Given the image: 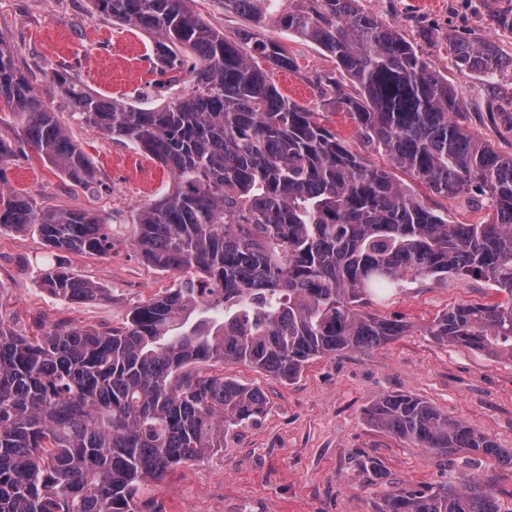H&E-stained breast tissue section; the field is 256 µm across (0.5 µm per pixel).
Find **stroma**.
Returning <instances> with one entry per match:
<instances>
[{"mask_svg": "<svg viewBox=\"0 0 512 512\" xmlns=\"http://www.w3.org/2000/svg\"><path fill=\"white\" fill-rule=\"evenodd\" d=\"M365 11L394 25L417 44L464 102V122L501 154L512 155V32L494 15L512 16V0H360ZM288 45L299 73H275L288 98L315 108L345 146L370 163L387 157L366 147L353 120L333 94L319 95L318 78L332 71L317 45L274 28L263 31ZM455 38L490 40L502 50L496 80L457 69L448 58ZM0 39L13 46L17 62L48 107L58 112L71 138L98 168L103 184L76 186L35 153L12 158L8 182L42 206H62L103 215L112 236L105 256L60 252L50 256L37 231L0 233V314L16 329L69 321L79 326L121 324L136 305L171 287L173 274L148 265L131 244V212L152 203L169 186L165 169L137 149L104 139L93 127L71 120L66 98L52 78L68 72L87 88L109 96L135 97L152 80V39L145 32L92 13L88 0H0ZM398 179L448 217L452 224L487 220L484 205L465 197L446 199L413 181ZM57 260L76 276L106 288L108 300L65 303L42 285V273ZM483 280L407 283L369 309L407 322L408 330L368 352L349 351L309 363L302 375L282 382L240 363L225 377L260 388L264 413L236 428L221 450L178 466L163 480L142 485L141 500L155 512H378L396 485L416 491L460 483L479 475L512 512V465L465 451L439 459L426 449L372 426L365 415L386 394L421 398L441 411L512 448V363L459 345L436 343L427 334L433 319L453 306L497 300ZM380 464L365 473L357 459Z\"/></svg>", "mask_w": 512, "mask_h": 512, "instance_id": "stroma-1", "label": "stroma"}]
</instances>
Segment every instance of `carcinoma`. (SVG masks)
Instances as JSON below:
<instances>
[{"mask_svg":"<svg viewBox=\"0 0 512 512\" xmlns=\"http://www.w3.org/2000/svg\"><path fill=\"white\" fill-rule=\"evenodd\" d=\"M94 11L152 38L155 83L137 101L88 91L56 71L71 118L165 167L169 189L136 209L133 246L178 276L119 326L51 325L38 336L0 316V512H142L140 483L224 447L260 416L265 393L217 366L242 362L284 381L322 356L367 351L407 324L370 313L393 285L430 278L489 281L501 302L437 316L428 335L512 362V155L456 117L462 103L420 50L359 0H219L247 22L233 37L188 0H90ZM275 27L328 53L331 91L358 136L390 167L367 164L279 92L277 69L299 71ZM459 69L500 66L492 41H457ZM348 80L353 92L343 88ZM192 83L187 94L175 87ZM0 126L75 184L103 181L0 39ZM16 155L0 136V233L35 228L51 250L112 251L105 219L42 207L5 189ZM441 197L470 194L492 210L450 224L400 182ZM43 286L67 303L103 289L54 263ZM383 431L435 453L466 450L512 464V448L430 403L387 394L368 411ZM380 512H499L476 476L429 493L395 487Z\"/></svg>","mask_w":512,"mask_h":512,"instance_id":"obj_1","label":"carcinoma"}]
</instances>
